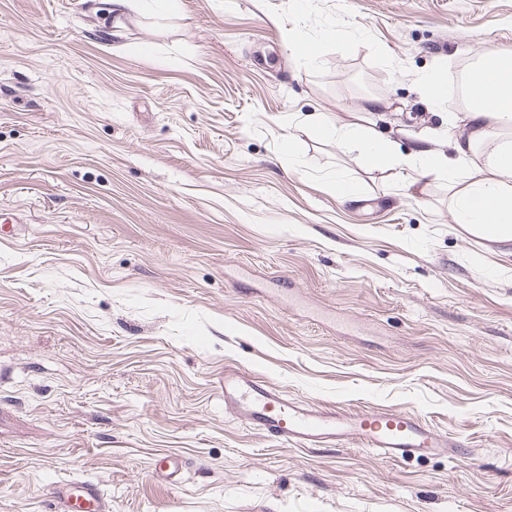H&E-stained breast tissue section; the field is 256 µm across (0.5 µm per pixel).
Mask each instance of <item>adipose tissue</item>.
<instances>
[{"label":"adipose tissue","mask_w":512,"mask_h":512,"mask_svg":"<svg viewBox=\"0 0 512 512\" xmlns=\"http://www.w3.org/2000/svg\"><path fill=\"white\" fill-rule=\"evenodd\" d=\"M466 88V111L449 114L441 131L419 136L405 158L374 123L335 125L316 116L310 124L376 167L405 164L416 180L446 181L455 223L505 229L512 244V55L480 53Z\"/></svg>","instance_id":"1"}]
</instances>
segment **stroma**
Returning a JSON list of instances; mask_svg holds the SVG:
<instances>
[{
  "instance_id": "35a3bbf8",
  "label": "stroma",
  "mask_w": 512,
  "mask_h": 512,
  "mask_svg": "<svg viewBox=\"0 0 512 512\" xmlns=\"http://www.w3.org/2000/svg\"><path fill=\"white\" fill-rule=\"evenodd\" d=\"M484 50L512 0H179L119 37L104 0H0V512L75 479L112 512H512V254L307 125L376 98L410 152L452 110L422 77ZM228 368L469 452L296 447L225 412ZM182 464L178 458L168 454H158L152 460L154 476L168 484L176 485L180 482Z\"/></svg>"
}]
</instances>
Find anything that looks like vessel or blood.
<instances>
[{
    "label": "vessel or blood",
    "mask_w": 512,
    "mask_h": 512,
    "mask_svg": "<svg viewBox=\"0 0 512 512\" xmlns=\"http://www.w3.org/2000/svg\"><path fill=\"white\" fill-rule=\"evenodd\" d=\"M224 408L267 434L302 448L357 442L389 459L458 451L454 439L440 435L415 414H346L288 398L277 386L234 370L224 374ZM181 470L182 464L174 456L159 454L152 460L154 476L168 484L179 483ZM50 497L52 512H111L108 498L90 481L56 484Z\"/></svg>",
    "instance_id": "vessel-or-blood-1"
}]
</instances>
